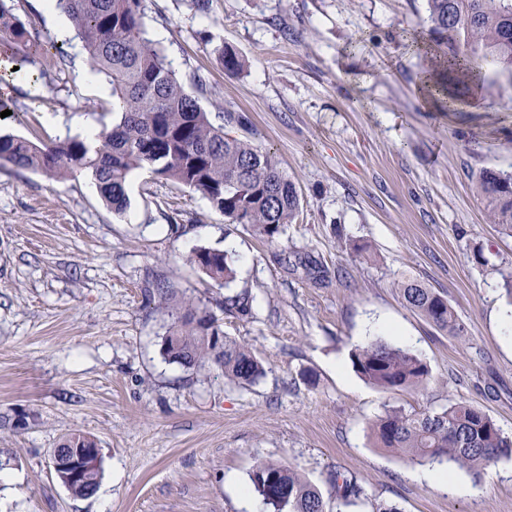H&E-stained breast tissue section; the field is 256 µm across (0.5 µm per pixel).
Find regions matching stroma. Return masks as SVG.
<instances>
[{"label":"stroma","mask_w":512,"mask_h":512,"mask_svg":"<svg viewBox=\"0 0 512 512\" xmlns=\"http://www.w3.org/2000/svg\"><path fill=\"white\" fill-rule=\"evenodd\" d=\"M18 13L67 52L35 56L52 89L0 79L23 111L0 135L48 142L100 128L110 91L90 86L60 12L21 0ZM424 0H147L145 29L185 85L226 128L274 152L301 198L275 242L228 223L199 193L134 172L128 207L112 213L86 176L53 180L0 165V512H247L240 495L261 462L294 466L325 499L333 474L353 477L364 504L342 512H512V459L456 490L418 480L429 462L377 447L386 408L464 401L512 435V238L476 189L483 170L512 172V85L486 72L478 94L447 112L422 93L428 62L414 37ZM227 44L245 68L226 74ZM367 244L371 259L353 251ZM226 251L252 313L219 306L225 289L189 256ZM445 295L470 334L437 330L407 309L398 281ZM162 281L216 316L265 367L250 385L207 365L164 359L168 312L147 302ZM383 340L430 369L424 390L386 392L354 371L351 353ZM99 444L102 479L88 498L56 478L51 454L72 433Z\"/></svg>","instance_id":"stroma-1"}]
</instances>
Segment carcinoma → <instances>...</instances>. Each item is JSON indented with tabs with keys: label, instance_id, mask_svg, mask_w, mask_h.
Segmentation results:
<instances>
[{
	"label": "carcinoma",
	"instance_id": "obj_1",
	"mask_svg": "<svg viewBox=\"0 0 512 512\" xmlns=\"http://www.w3.org/2000/svg\"><path fill=\"white\" fill-rule=\"evenodd\" d=\"M429 56L427 94L447 110L479 88L482 70L492 67L512 84V0H426ZM18 0H0V55L11 59L14 74L51 87L49 74L27 70L30 58L45 49L40 32L16 13ZM81 40L90 69L112 87L111 126H103L94 142L68 138L35 143L0 136V163L39 171L57 180L84 175L94 180L113 211L128 204L131 173L148 170L205 197L231 224H247L274 242L300 212L301 198L276 156L250 139L235 137L215 123L201 104L206 83L196 81L193 93L176 77L163 51L146 37V0H56ZM224 71L236 74L245 60L228 45L217 48ZM478 191L500 233L512 237V174L485 171ZM189 263L218 284L234 280L223 251L200 248ZM405 305L430 324L454 336L468 330L445 296L418 282L402 285ZM148 300L167 309L172 321L161 349L187 370L205 364L221 369L224 379L252 384L265 374L261 361L245 344L226 336L224 351L205 339L206 330L220 332L217 319L191 300L171 303L168 291H148ZM253 297L247 288L224 294L220 307L227 316L251 315ZM355 372L384 391L422 390L429 381L427 364L410 351L382 340L356 349ZM375 442L409 461L447 460L478 478L487 464L512 457V437L485 412L463 402L440 409L408 412L385 410L372 426ZM94 479L73 482L68 491L88 497L99 485ZM254 491L273 512H333L320 491L299 471L267 461L250 473ZM336 506L363 502L364 489L340 474L334 478Z\"/></svg>",
	"mask_w": 512,
	"mask_h": 512
}]
</instances>
